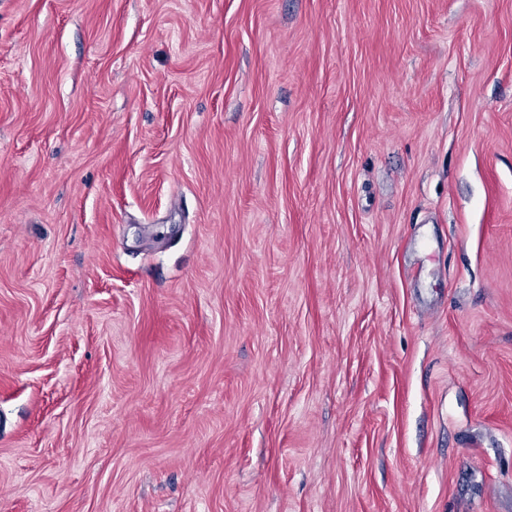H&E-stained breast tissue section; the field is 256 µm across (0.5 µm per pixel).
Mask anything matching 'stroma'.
<instances>
[{"label": "stroma", "mask_w": 512, "mask_h": 512, "mask_svg": "<svg viewBox=\"0 0 512 512\" xmlns=\"http://www.w3.org/2000/svg\"><path fill=\"white\" fill-rule=\"evenodd\" d=\"M0 512H512V0H0Z\"/></svg>", "instance_id": "1"}]
</instances>
